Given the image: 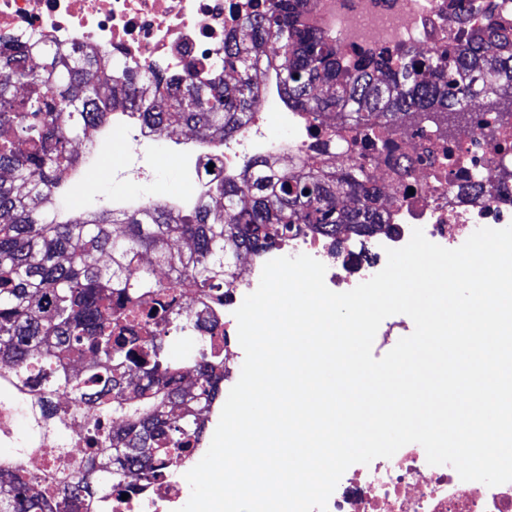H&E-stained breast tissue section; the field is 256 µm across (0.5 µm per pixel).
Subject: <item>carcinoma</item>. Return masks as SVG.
<instances>
[{"label":"carcinoma","instance_id":"1","mask_svg":"<svg viewBox=\"0 0 512 512\" xmlns=\"http://www.w3.org/2000/svg\"><path fill=\"white\" fill-rule=\"evenodd\" d=\"M309 0H268L224 41L221 83L190 73L170 79L118 73L121 64L81 49L0 47V363L14 375L27 431L0 456V512H85L126 487L135 471L149 480L172 455L189 457L206 432L202 412L224 384L219 339L193 322L194 302H222L243 252L275 247L305 224L341 243L346 226L380 223L368 208L370 180L358 167L341 175L316 161L275 170L260 161L214 184L216 204L174 216L160 205L140 213H84L59 220L46 206L79 156L72 142L122 107L160 131L193 128L204 142L244 127L260 82L275 80L297 111L344 112L360 126L391 123L406 111L466 119L482 100L512 105V39L489 25L448 53L405 50L396 62L352 66L336 40L305 26ZM41 60L27 71L29 54ZM28 86L17 96L15 83ZM183 290L179 299L158 279ZM152 324L149 335L138 328ZM194 335L195 353L168 357L175 338ZM83 424V455L63 463L45 441ZM40 454L44 468L23 462Z\"/></svg>","mask_w":512,"mask_h":512}]
</instances>
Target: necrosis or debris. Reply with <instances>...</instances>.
<instances>
[{
  "label": "necrosis or debris",
  "mask_w": 512,
  "mask_h": 512,
  "mask_svg": "<svg viewBox=\"0 0 512 512\" xmlns=\"http://www.w3.org/2000/svg\"><path fill=\"white\" fill-rule=\"evenodd\" d=\"M265 0H0V42L78 47L118 57L132 72L157 71L184 77L191 70L221 76L224 38L245 15L264 10ZM465 23L448 10V0H311L306 25L333 37L350 60L399 47L448 51L457 47L462 29L493 24L512 34V0H463ZM366 127L348 122L344 113L313 118L305 112H277L261 97L252 120L232 138L211 146L175 131H153L138 123L121 105L112 108L111 127H94L95 145L84 166L62 179L63 191L53 208L71 206L93 212L136 213L152 205L183 213L208 200L219 179H232L254 159L276 169L301 161H319L345 173L361 166L378 188L382 224L369 233L349 232V251L312 229L289 236L281 247L254 253L248 269L237 275L232 298L203 308L207 323L226 335L238 333L234 312L260 282L264 264L282 256L307 254L326 266L329 289L359 285L381 271L386 251L406 245L414 228L432 243L454 249L478 228L512 224V153L499 150L512 142V112L477 105L467 122L440 123L438 113H399L390 127L392 150L367 145ZM121 136L137 158L134 188L97 189L75 196L90 173ZM165 152L188 189L169 195L152 193L158 179L152 163ZM482 179L485 192L457 175L448 163ZM459 165V166H460ZM128 498L113 495L111 512H171L185 505L190 486L181 469L164 467L149 481L130 480ZM326 512H512V482L494 487L462 481L449 465H429L416 444L389 459L347 469L330 496Z\"/></svg>",
  "instance_id": "obj_1"
}]
</instances>
